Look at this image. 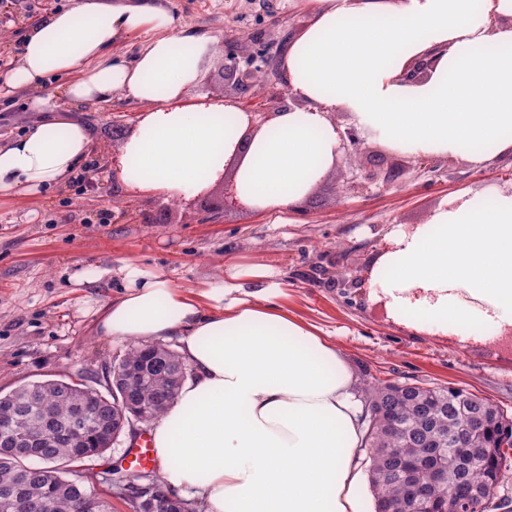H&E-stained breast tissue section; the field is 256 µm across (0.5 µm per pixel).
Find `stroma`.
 Returning <instances> with one entry per match:
<instances>
[{"mask_svg":"<svg viewBox=\"0 0 512 512\" xmlns=\"http://www.w3.org/2000/svg\"><path fill=\"white\" fill-rule=\"evenodd\" d=\"M72 0H0V58L14 63L22 40L44 11ZM191 27L212 37L199 60L200 77L186 91L191 102L230 100L248 112H268L283 91L277 62L307 14L299 0H160ZM239 65H252L251 87L240 93L224 82L226 44ZM62 79L36 94L0 92V137L42 120L40 97L55 115L72 117L92 134L93 185L79 191L66 181L52 190L0 196V390L34 380L102 382L127 343L100 336L97 322L122 292L123 261L159 267L191 289L223 278L235 264L266 265L282 285L279 305L334 341L357 382L400 381L451 385L486 397L512 414V342L477 328L442 333L402 319L376 288L357 290L348 280L378 262L382 245L408 224H425L455 198L486 190H512V153L482 167L453 156L419 164L367 137L342 150L297 208L282 222L250 208L224 209L221 184L203 194L167 200L134 194L112 182V161L136 132L142 110L121 97L73 108ZM401 169L393 182L388 168ZM147 427L132 422L95 460L94 488L112 512H132L111 483L126 448Z\"/></svg>","mask_w":512,"mask_h":512,"instance_id":"35a3bbf8","label":"stroma"}]
</instances>
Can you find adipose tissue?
<instances>
[{
    "mask_svg": "<svg viewBox=\"0 0 512 512\" xmlns=\"http://www.w3.org/2000/svg\"><path fill=\"white\" fill-rule=\"evenodd\" d=\"M310 20L281 58L293 105L252 138L234 182L264 213L291 209L340 155L342 111L392 151L482 166L512 152V0H306ZM139 36L134 57L114 53ZM209 35L156 0H73L34 25L5 77L14 90L67 77L73 104L140 105L120 160L132 189L164 198L206 191L224 174L251 113L189 102ZM433 59L425 79L407 65ZM92 153L88 129L49 118L0 142V194L38 192ZM378 281L400 315L439 330L512 324V193L475 194L397 233ZM123 292L98 321L114 341L178 337L193 376L153 428L160 477L204 512H364V406L336 345L275 300L267 266H231L190 290L128 260ZM261 280L244 291L242 279Z\"/></svg>",
    "mask_w": 512,
    "mask_h": 512,
    "instance_id": "adipose-tissue-1",
    "label": "adipose tissue"
}]
</instances>
